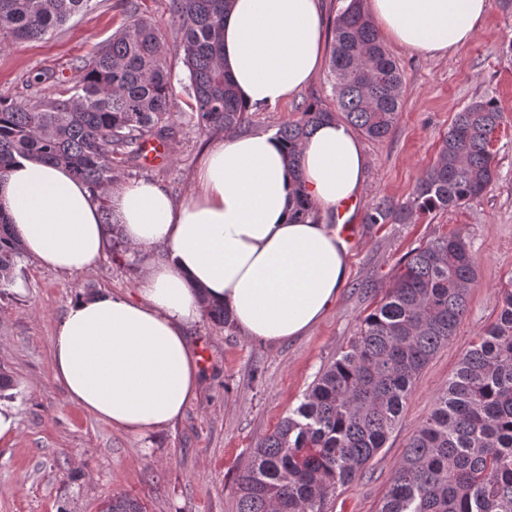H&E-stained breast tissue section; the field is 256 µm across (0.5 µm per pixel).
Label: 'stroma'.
Listing matches in <instances>:
<instances>
[{
	"instance_id": "1",
	"label": "stroma",
	"mask_w": 512,
	"mask_h": 512,
	"mask_svg": "<svg viewBox=\"0 0 512 512\" xmlns=\"http://www.w3.org/2000/svg\"><path fill=\"white\" fill-rule=\"evenodd\" d=\"M168 45L176 112L167 161L117 157L116 182H157L176 201L191 194L206 148L223 139L204 131L177 46L180 34L171 0H136ZM130 19L125 0H92L88 11L52 34L0 50V97L33 101L64 97L90 59ZM512 9L491 5L473 40L449 56L426 58L395 45L386 50L403 75L402 109L390 135L363 139L369 167L351 217L356 243L334 305L307 334L263 344L235 325L202 315L188 330L201 357V390L173 426L133 435L112 429L67 401L54 381L51 339L71 299L101 289L135 295L144 273L141 258L113 244L95 267L61 274L25 257L9 295L0 297V367L14 381L0 394L16 430L0 442V512H101L112 497L140 500L146 512H237V477L251 448L295 409L321 369L357 336L360 319L383 298L401 262L416 248L456 231L465 234L477 279L467 311L448 345L424 368L407 397L400 421L362 476L341 488L327 512H378L410 437L429 415L462 354L494 323L498 298L512 285ZM50 80L33 84L34 75ZM494 98L503 120L490 150L498 177L468 204L424 215L413 224H368L370 206L382 198L406 202L433 164L442 136L472 99ZM334 107L329 67L288 103L249 113L248 128L274 132L296 121L307 104Z\"/></svg>"
}]
</instances>
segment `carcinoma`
Masks as SVG:
<instances>
[{"label": "carcinoma", "instance_id": "1", "mask_svg": "<svg viewBox=\"0 0 512 512\" xmlns=\"http://www.w3.org/2000/svg\"><path fill=\"white\" fill-rule=\"evenodd\" d=\"M91 0H0V49L40 38ZM333 22L330 73L336 109L308 104L276 135L288 168L299 172L301 146L316 125L343 119L372 140L392 132L403 77L378 38L364 0H346ZM181 33L198 126L230 134L249 123L222 62L230 0H172ZM168 50L156 26L131 15L91 59L66 99L0 98V179L20 158L63 165L107 199L112 163L139 157L149 138L175 121ZM502 119L494 98H477L456 114L437 157L412 197L383 198L368 224H405L481 196L495 179L490 151ZM298 223L317 221L302 189L288 199ZM25 256L14 225L0 211V292ZM477 271L469 240L439 236L401 264L385 296L361 320L358 336L322 369L299 406L264 437L237 479L238 512H326L327 499L360 477L399 422L416 379L446 346L467 310ZM103 512H143L114 496ZM380 512H512V289L501 312L459 361L435 408L411 436Z\"/></svg>", "mask_w": 512, "mask_h": 512}]
</instances>
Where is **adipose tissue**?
<instances>
[{"label":"adipose tissue","mask_w":512,"mask_h":512,"mask_svg":"<svg viewBox=\"0 0 512 512\" xmlns=\"http://www.w3.org/2000/svg\"><path fill=\"white\" fill-rule=\"evenodd\" d=\"M490 0H367L379 37L426 57L468 44ZM321 0H232L224 66L252 109L282 105L323 63ZM302 181L272 133L211 144L183 202L161 185L130 181L100 199L60 165L19 160L0 182V211L26 254L63 274L104 257L119 224L145 258L137 292L70 301L51 339L52 376L73 405L113 429L144 434L172 425L200 392L188 335L221 305L246 338L279 343L307 332L334 304L347 250L333 225L294 222L288 199L303 187L323 214L356 201L368 158L340 121L320 125L301 149Z\"/></svg>","instance_id":"adipose-tissue-1"}]
</instances>
